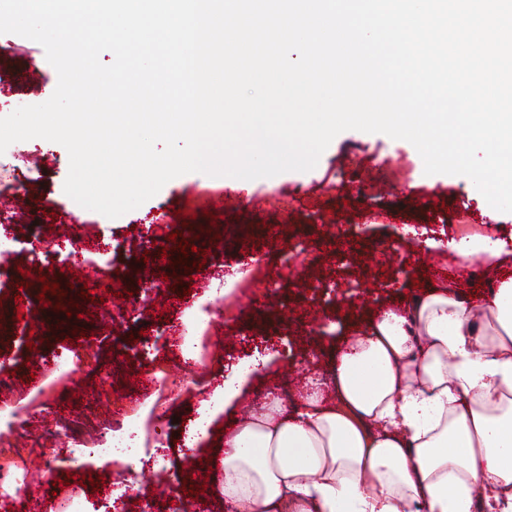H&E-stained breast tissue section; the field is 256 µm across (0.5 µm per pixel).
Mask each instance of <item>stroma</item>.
<instances>
[{"label": "stroma", "mask_w": 512, "mask_h": 512, "mask_svg": "<svg viewBox=\"0 0 512 512\" xmlns=\"http://www.w3.org/2000/svg\"><path fill=\"white\" fill-rule=\"evenodd\" d=\"M45 51L37 42L16 34H0V117L24 105L40 104L53 94L58 76L44 62ZM12 159L0 161V192L12 183L23 182L26 193L17 205L22 214L18 224L5 230L17 238V247L7 273H0V340L18 337L22 326L34 329L44 354L70 346L80 364L70 377L57 379L49 367L18 355L8 368L13 375L0 390V404L17 405L39 417L51 412L71 414L94 421L112 410L115 391L130 399V410L139 416L143 448H178L180 417L199 413L221 376H213L201 389L173 399L160 416L147 415L146 405L155 397L149 385H138L140 364L155 352L181 362L176 348L158 349L150 339L153 319L176 318L185 289L197 288L195 276L167 279L160 252L145 251L143 238L154 235L157 225L167 224L175 211H192L198 225L218 220L225 225L224 259L248 269L262 253L275 249L294 252L299 278L281 283L275 277L259 276L254 287L241 289L240 302L256 311L250 323H224L213 318L211 344L224 348L226 364L260 349L257 363L242 386L238 401L225 408L217 426L199 441L189 461L193 481L205 485L204 493L192 496L194 512H224L219 487L224 480L220 459L224 442L219 430H231L246 408L265 393L287 387L296 392L311 373H326L342 345L344 336L363 326L381 307L398 306L413 291L415 283H436L443 276L460 273L457 249L461 235L487 236L512 243V213L492 208L473 182L461 175L424 172L415 147L381 133L348 130L337 135L321 155L317 166L306 172L289 171L274 177L236 181L232 177H210L187 173L169 181L140 207L110 219L85 211L80 231L70 230L75 202L64 190L69 171L66 149L41 138L11 144ZM292 196L290 215L276 206L253 209L251 199L269 188ZM227 199L217 215H210L212 195ZM468 223H461V215ZM65 225L70 244L56 273L63 282L54 292L44 291L38 277L42 270L33 259L31 242L39 226ZM255 225L280 228L279 242L252 233ZM123 244L131 264L137 265L142 283L167 280L169 289L156 317L125 316V299L130 286L113 284L117 296L111 307L124 351H115L111 339L101 332V309L92 298L72 287L73 272L89 278L97 264L79 235ZM305 253H297L299 244ZM461 274V273H460ZM26 292L34 314L27 322L17 319L18 292ZM280 296L285 330L268 327L272 306L269 294ZM83 303L87 313L76 330L53 329L48 319L38 318L44 306L59 310L70 303ZM52 472L34 476L40 486L41 512H62L65 499L84 492L82 477H108V467L71 464L66 452L54 454Z\"/></svg>", "instance_id": "35a3bbf8"}]
</instances>
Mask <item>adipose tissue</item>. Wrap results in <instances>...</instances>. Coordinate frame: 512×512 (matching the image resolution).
Listing matches in <instances>:
<instances>
[{"mask_svg":"<svg viewBox=\"0 0 512 512\" xmlns=\"http://www.w3.org/2000/svg\"><path fill=\"white\" fill-rule=\"evenodd\" d=\"M333 372L225 436L232 512H512V277L381 311Z\"/></svg>","mask_w":512,"mask_h":512,"instance_id":"ef3b65f1","label":"adipose tissue"}]
</instances>
